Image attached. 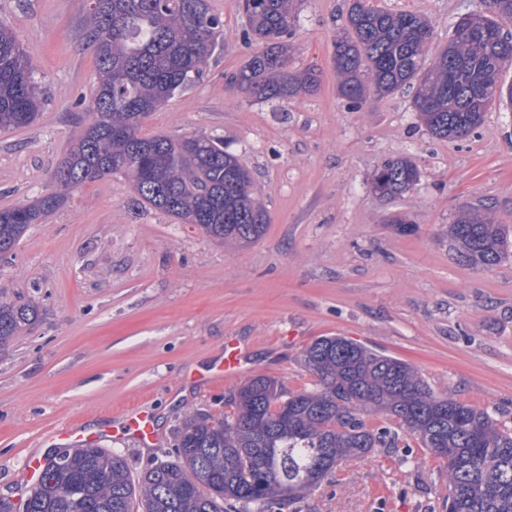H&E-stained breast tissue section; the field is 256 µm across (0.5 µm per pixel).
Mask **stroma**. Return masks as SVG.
Masks as SVG:
<instances>
[{
	"label": "stroma",
	"mask_w": 512,
	"mask_h": 512,
	"mask_svg": "<svg viewBox=\"0 0 512 512\" xmlns=\"http://www.w3.org/2000/svg\"><path fill=\"white\" fill-rule=\"evenodd\" d=\"M424 16L430 51L481 0H371ZM224 33L202 77L141 124L144 135L223 139L249 171L269 216L256 241L224 245L197 225L139 204L111 174L80 186L12 254L0 256V301L34 303L37 320L0 347V499L25 496L22 467L47 455L60 423L85 435L120 407L148 398L157 447L107 441L132 471L173 454L186 414L219 418L224 400L264 373L310 386L303 350L341 335L405 361L432 389L512 422V253L478 270L448 235L461 207L489 205L512 232V109L493 107L457 140L432 137L403 89L349 110L336 92L334 40L348 0H305L289 72L316 68V93L260 102L228 85L250 54L235 0H208ZM89 0H0V22L30 54L40 114L0 130V208L51 192L52 173L92 120L95 57ZM406 156L416 186L385 200L370 179ZM406 219L407 227L396 225ZM244 370L203 382L226 341ZM443 463L405 437L335 470L287 512H445Z\"/></svg>",
	"instance_id": "1"
}]
</instances>
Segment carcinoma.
Listing matches in <instances>:
<instances>
[{"label": "carcinoma", "mask_w": 512, "mask_h": 512, "mask_svg": "<svg viewBox=\"0 0 512 512\" xmlns=\"http://www.w3.org/2000/svg\"><path fill=\"white\" fill-rule=\"evenodd\" d=\"M87 16L96 86L86 125L52 174L54 188L32 203L0 208V255L32 224L56 211L78 187L121 173L141 200L198 225L214 239L250 242L269 222L249 172L214 137L144 136L141 121L202 75L223 17L207 0H98ZM483 37L455 25L427 60L431 26L412 12L392 13L351 0L343 36L335 41L336 89L348 107H362L367 90L383 97L414 89L412 107L438 139H460L478 127L494 103L512 105L501 81L512 65V0H484ZM303 0H239L245 37L263 45L229 82L256 100L312 93L319 72L287 70L290 38ZM39 115L34 65L0 23V129L31 126ZM408 157L384 161L372 191L393 198L419 181ZM449 235L460 256L486 270L505 258L506 229L481 211L459 210ZM30 302H0V345L34 318ZM314 376L290 391L259 374L227 399L231 411L211 422L186 416L175 457L141 473L125 456L85 443L67 449L66 463L47 457L21 512H278L314 489L345 458L396 448L414 437L442 460L448 477L446 512H512V427L487 409L434 392L411 365L343 336H320L303 351ZM375 416L371 426L366 419Z\"/></svg>", "instance_id": "carcinoma-1"}]
</instances>
